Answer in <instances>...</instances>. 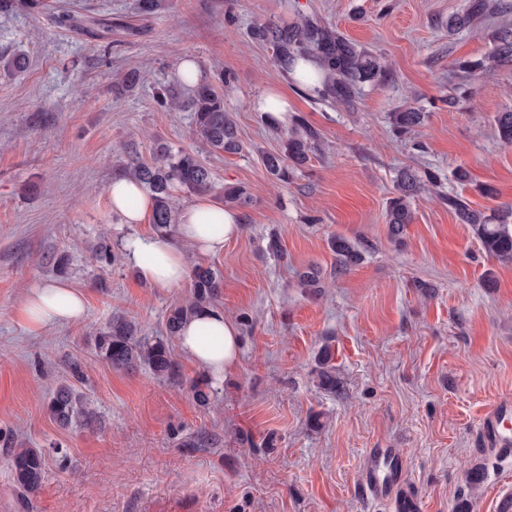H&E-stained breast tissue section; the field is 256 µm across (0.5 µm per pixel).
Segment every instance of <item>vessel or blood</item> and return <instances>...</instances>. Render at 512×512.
Returning a JSON list of instances; mask_svg holds the SVG:
<instances>
[{"instance_id": "b4317fda", "label": "vessel or blood", "mask_w": 512, "mask_h": 512, "mask_svg": "<svg viewBox=\"0 0 512 512\" xmlns=\"http://www.w3.org/2000/svg\"><path fill=\"white\" fill-rule=\"evenodd\" d=\"M481 431L498 455L512 456V401L492 406L481 419ZM406 466L397 449L373 448L367 455L361 482L371 498L389 502L403 512L402 500Z\"/></svg>"}]
</instances>
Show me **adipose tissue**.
I'll return each instance as SVG.
<instances>
[{
  "label": "adipose tissue",
  "mask_w": 512,
  "mask_h": 512,
  "mask_svg": "<svg viewBox=\"0 0 512 512\" xmlns=\"http://www.w3.org/2000/svg\"><path fill=\"white\" fill-rule=\"evenodd\" d=\"M108 196L114 213L124 223H142L153 202L141 185L119 178L109 185ZM241 230L238 212L200 199L183 208L177 236L157 233L139 235L124 244L125 259L141 278L158 289L179 286L187 277L185 247L200 255H218L227 240ZM84 312L82 295L60 282H41L27 291L19 309L21 319L35 332L51 324L71 322ZM181 352L193 362L221 375L238 365L241 339L235 324L218 311L207 308L187 322L178 338Z\"/></svg>",
  "instance_id": "obj_1"
}]
</instances>
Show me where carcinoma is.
<instances>
[{"label":"carcinoma","instance_id":"obj_1","mask_svg":"<svg viewBox=\"0 0 512 512\" xmlns=\"http://www.w3.org/2000/svg\"><path fill=\"white\" fill-rule=\"evenodd\" d=\"M487 5L477 3L465 13L448 22V27H467L481 17ZM252 39L272 48L276 64L291 71L300 61L315 67L321 88L315 100L335 105L352 98L357 86L377 79L385 69L378 59L357 47L336 30L314 19H303L293 26L275 22L260 24L251 30ZM512 63V24L503 23L495 36L494 51L485 59L456 63V69L465 79L474 82L486 65ZM171 110L189 108L196 138L213 151L237 153L241 150L236 125L224 111V96L210 83H199L186 101L176 95L162 100ZM424 121V113L412 108L392 113V125L400 133H407ZM497 133L502 143L512 145V111L500 112L495 117ZM280 148L264 157V165L274 179L286 183L294 169L303 166L309 154L317 149L320 133L297 120L290 129L280 131ZM124 173L147 191L153 201L151 224L154 231L170 235L178 224L175 193L205 194L212 189V173L199 153L183 149L174 150L166 145L157 147L155 156L145 161L130 158ZM411 167L400 171L396 180V195L387 207L388 229L392 239L399 241L406 226L413 221L411 199L424 181ZM224 200L237 206H246L250 195L242 185L224 187ZM462 224L470 226L484 253L500 262H512V206L487 214L471 208L459 198L448 199ZM329 246L336 254V274L341 275L359 265L364 259L367 245L333 236ZM192 300L172 306L165 316L164 332L159 336H142L137 325L123 316L115 315L96 328L97 356L114 369L135 370L146 367L160 380L176 383L181 379L179 364L173 357L171 341L182 325L199 310L209 307L218 295L223 282L221 271L212 266L198 264L191 273ZM332 346L323 345L312 369L318 388L334 393L340 388L336 368L332 364ZM195 402L207 407L211 403V381L201 379L192 385ZM47 409L50 417L60 426L93 430L100 423L96 409L86 396L71 386L61 384L51 394ZM12 483L27 494L36 493L45 474V456L36 448H18L9 460Z\"/></svg>","mask_w":512,"mask_h":512}]
</instances>
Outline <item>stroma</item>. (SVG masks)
I'll use <instances>...</instances> for the list:
<instances>
[{"instance_id": "35a3bbf8", "label": "stroma", "mask_w": 512, "mask_h": 512, "mask_svg": "<svg viewBox=\"0 0 512 512\" xmlns=\"http://www.w3.org/2000/svg\"><path fill=\"white\" fill-rule=\"evenodd\" d=\"M0 0V512H392L366 497L359 475L370 448H396L407 463L404 490L421 512L458 504L498 512L512 497V463L485 451L478 426L512 398V264L487 258L449 198L492 212L512 205V146L494 119L512 110V66L483 71L473 101L462 100L455 62L493 50L497 20L449 31L470 0H158L143 17L134 0ZM84 26L111 23L92 39L53 24L60 13ZM318 19L380 58L381 80L360 84L349 102L314 101L251 39L255 25ZM194 59L199 79L224 95L242 144L239 153L205 151L210 199L246 187L241 233L223 254L189 265L219 268L213 307L236 323L237 368L217 383L209 408L190 391L205 371L177 355L183 382L99 360L94 329L112 315L159 334L190 283L159 290L117 259L95 264L102 238L112 245L149 234L113 213L107 189L129 154L150 159L157 142L194 149L188 111L159 102L188 97L178 72ZM139 73L133 86L123 79ZM288 99L285 125L303 119L321 135L318 151L288 183L264 166L280 146L266 90ZM424 112L422 125L396 134L393 112ZM434 181L414 197L402 243L389 235L386 208L400 169ZM465 168L469 180L457 182ZM283 247L266 249L271 231ZM368 246L363 262L335 276L330 237ZM321 271L313 297L298 274ZM60 281L82 293L80 320L30 333L18 315L28 288ZM429 283L431 295L417 289ZM331 341L342 389L320 390L314 357ZM80 361L82 377L70 371ZM67 382L92 400L99 426L64 429L47 412L48 394ZM324 416L312 428V414ZM273 447H266V440ZM42 449L46 476L32 495L12 485L8 459ZM482 468L480 485L466 474Z\"/></svg>"}]
</instances>
